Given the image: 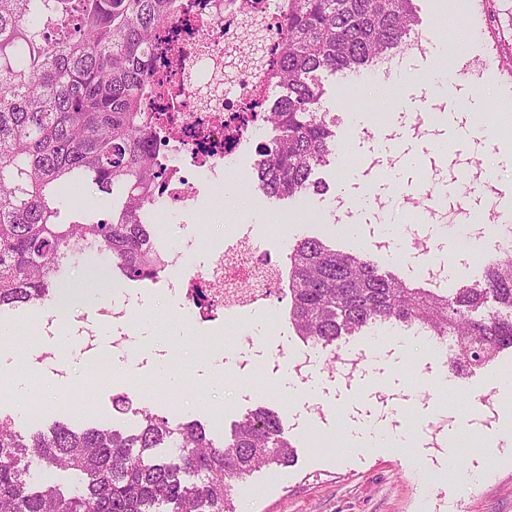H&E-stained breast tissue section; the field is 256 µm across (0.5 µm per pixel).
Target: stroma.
<instances>
[{
    "label": "stroma",
    "instance_id": "35a3bbf8",
    "mask_svg": "<svg viewBox=\"0 0 512 512\" xmlns=\"http://www.w3.org/2000/svg\"><path fill=\"white\" fill-rule=\"evenodd\" d=\"M417 22L404 53L372 70L345 77L323 74L325 107L336 116V143L346 162H331L315 170L324 191H308L272 201L251 187L259 155L242 158L237 180L222 194L199 195L187 208L158 206L149 213L159 228V247L187 243L206 236L222 244L238 224L254 227L255 242L272 250L284 263L296 240L317 236L336 250L369 256L408 285L444 293L471 284L474 267L495 260L496 246L505 230L499 220L512 207V140L489 132L490 123L512 124V0H414ZM454 54L455 95L441 98L428 84L447 54ZM396 77V86L386 83ZM441 119L427 129L415 124L430 108ZM493 171L492 193L463 194L457 181L468 175L480 183ZM428 189L447 186L436 210L407 207L405 229L423 224L448 230L467 226L480 229L485 244L475 264L429 279L418 258L392 255L367 245L364 234L345 229L347 215L339 200L369 197L359 221L385 226V208L392 196L417 195L419 182ZM309 210L308 220H297L287 240H279L276 224L281 212L297 205ZM129 293L147 297L130 343L147 357L118 361L112 357V329L97 322L95 306H86L87 320L64 331L63 342L38 335V322L29 308L0 313L9 347L0 352V366L28 355L33 346H60L74 376L88 388L95 410L78 414L59 405L62 386L47 371L36 384L53 408L36 419L4 404L0 413L14 417L28 431H48L56 423L106 426L120 431L137 429L139 410L174 422L209 424L211 407L224 409V424L232 426L263 406L286 414L285 425L294 447L285 467H262L236 481L231 496L236 512H512V416L508 415L497 385L504 371L512 372V348L503 350L483 368L459 376L449 359H433L414 343L375 347L366 333L341 339L356 366L332 362L319 367L312 380L291 371L287 358L266 386L254 387L236 375L244 354L239 328H260L258 318L223 330L224 358L207 355L213 323H198L177 289L164 281H131ZM108 363L99 375L100 363ZM171 378L175 391L168 399L137 400L128 412L113 407L115 398L128 395L129 385L143 374ZM323 412L309 419L299 413L311 403ZM382 421L392 431L406 432L408 448L363 447L350 437L360 423ZM457 434L448 446L447 434ZM457 474H479L468 490L444 479L447 468Z\"/></svg>",
    "mask_w": 512,
    "mask_h": 512
}]
</instances>
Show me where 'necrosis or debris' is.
<instances>
[{
	"label": "necrosis or debris",
	"mask_w": 512,
	"mask_h": 512,
	"mask_svg": "<svg viewBox=\"0 0 512 512\" xmlns=\"http://www.w3.org/2000/svg\"><path fill=\"white\" fill-rule=\"evenodd\" d=\"M188 5L185 19L197 35L175 40L165 69L168 83L180 90L166 103L177 130L160 137L168 173L164 197L179 208L199 194L220 192L225 179L236 175L238 158L268 125L267 106L250 105L254 91L269 88L273 82L268 71L238 67L233 72V94L225 97L219 110L209 112L200 105L188 76L207 78V71L199 67L201 60L221 64L238 58L244 14L258 12L268 48L276 43L285 24L271 0H188ZM193 246L212 250L213 256L206 268L190 275L184 272L189 258L184 248L153 247L149 253L157 257L169 287L178 289L188 305L194 306L198 321L256 313L262 318V333L243 336L241 342L251 348L267 343L281 320V309L275 303L280 281L271 258L254 244L252 225H235L222 247L211 248L201 237L194 239ZM142 310L141 297L124 295L120 287H113L111 305L98 311L102 322L112 326L113 349L131 355L128 330Z\"/></svg>",
	"instance_id": "4bbe7bcc"
}]
</instances>
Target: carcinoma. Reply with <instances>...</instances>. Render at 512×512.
Returning a JSON list of instances; mask_svg holds the SVG:
<instances>
[{
    "mask_svg": "<svg viewBox=\"0 0 512 512\" xmlns=\"http://www.w3.org/2000/svg\"><path fill=\"white\" fill-rule=\"evenodd\" d=\"M282 2L277 46L256 42L241 59L275 79L271 137L254 182L278 200L319 191L311 176L335 154L318 73L381 64L415 23L413 0ZM180 11V0H0V311L56 303L70 265L91 254L123 280L159 272L145 252L154 236L148 211L163 185L156 134L172 93L159 76L169 49L158 37ZM82 184L112 197L108 215L62 214L63 188ZM288 319L324 350L376 323L417 326L449 338L453 364L470 371L512 348V247L473 286L443 296L307 237L288 253ZM292 457L283 420L262 408L220 443L198 424L147 410L131 433H28L0 416V512H157L161 501L175 512H235L230 481ZM35 468L68 471L72 486L34 491Z\"/></svg>",
    "mask_w": 512,
    "mask_h": 512,
    "instance_id": "obj_1",
    "label": "carcinoma"
}]
</instances>
